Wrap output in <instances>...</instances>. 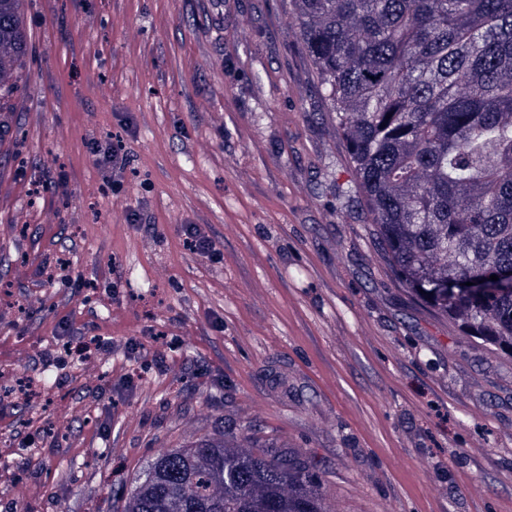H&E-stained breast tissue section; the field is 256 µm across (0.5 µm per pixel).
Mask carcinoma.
I'll return each instance as SVG.
<instances>
[{"label": "carcinoma", "mask_w": 512, "mask_h": 512, "mask_svg": "<svg viewBox=\"0 0 512 512\" xmlns=\"http://www.w3.org/2000/svg\"><path fill=\"white\" fill-rule=\"evenodd\" d=\"M0 0V99L28 50ZM395 280L512 356V0H290ZM224 433L158 458L123 512H326L297 454Z\"/></svg>", "instance_id": "cac0c4a2"}]
</instances>
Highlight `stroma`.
<instances>
[{
	"instance_id": "35a3bbf8",
	"label": "stroma",
	"mask_w": 512,
	"mask_h": 512,
	"mask_svg": "<svg viewBox=\"0 0 512 512\" xmlns=\"http://www.w3.org/2000/svg\"><path fill=\"white\" fill-rule=\"evenodd\" d=\"M20 13L29 54L0 100V505L121 512L156 457L249 427L318 466L327 512H512V356L392 277L288 0ZM67 336L107 350L56 361ZM183 235L186 237L187 243L191 248L199 253H210L215 251L213 241L204 233H202L196 224L182 225Z\"/></svg>"
}]
</instances>
